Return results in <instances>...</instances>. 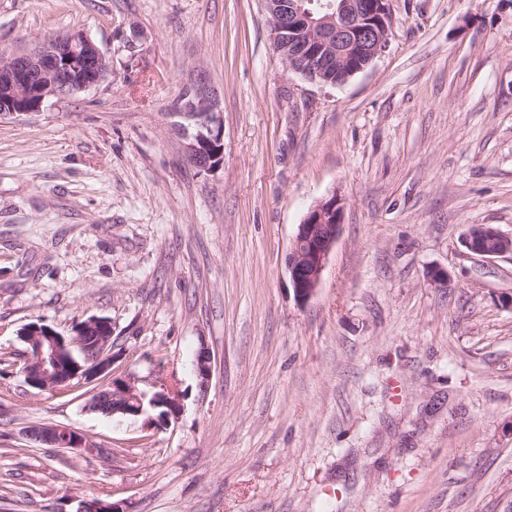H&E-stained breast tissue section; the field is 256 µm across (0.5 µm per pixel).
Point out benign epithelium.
I'll use <instances>...</instances> for the list:
<instances>
[{
    "instance_id": "benign-epithelium-1",
    "label": "benign epithelium",
    "mask_w": 512,
    "mask_h": 512,
    "mask_svg": "<svg viewBox=\"0 0 512 512\" xmlns=\"http://www.w3.org/2000/svg\"><path fill=\"white\" fill-rule=\"evenodd\" d=\"M269 15L272 46L285 66L315 82L328 70L341 72V83L367 68L388 42L391 15L388 0H264ZM359 66L344 70L346 61ZM110 74L104 51L86 34L63 32L38 42L26 51L0 54V119L27 116L41 110L51 98H66L98 86ZM221 95L205 72H197L181 88L174 105L179 121L173 130L181 138L184 152L197 168L210 171L223 163L217 149L224 136ZM342 206L331 198L313 206L298 225L286 257L294 301L307 304L316 294L328 257L340 234ZM465 248L482 258L512 255V234L483 224L463 238ZM85 337L74 332L45 336L39 327L23 337L29 345L25 354V383L37 390L56 391L82 376L103 378L104 388L95 391L88 408L102 407L112 414L143 418L146 429L166 425L180 412L179 392L157 379L155 393L138 388L129 378L111 377L115 357L112 337L97 336L95 355L85 365L73 357L71 348L83 346ZM196 370L207 384L211 355L199 352ZM165 401L168 413L154 416L149 409ZM30 439L55 448L93 451L96 445L78 431L61 426H41L24 431ZM77 512H123L117 503L85 501Z\"/></svg>"
}]
</instances>
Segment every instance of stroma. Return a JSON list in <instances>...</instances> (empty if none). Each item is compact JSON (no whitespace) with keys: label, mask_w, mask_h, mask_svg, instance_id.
Wrapping results in <instances>:
<instances>
[{"label":"stroma","mask_w":512,"mask_h":512,"mask_svg":"<svg viewBox=\"0 0 512 512\" xmlns=\"http://www.w3.org/2000/svg\"><path fill=\"white\" fill-rule=\"evenodd\" d=\"M386 49L324 86L274 53L263 0H0V51L81 31L97 87L0 119V512H507L512 507V0H389ZM204 68L224 163L172 130ZM343 217L316 295L290 243ZM448 272L447 285L429 278ZM112 325V374L175 373L181 411H89L19 372L20 329ZM213 357L201 384L196 356ZM74 428L71 452L26 429ZM341 223L342 206L331 198L313 206L298 225L286 257L290 286L298 305L307 304L315 296ZM463 244L468 251L482 258L512 255V234H505L490 224L469 229Z\"/></svg>","instance_id":"stroma-1"}]
</instances>
